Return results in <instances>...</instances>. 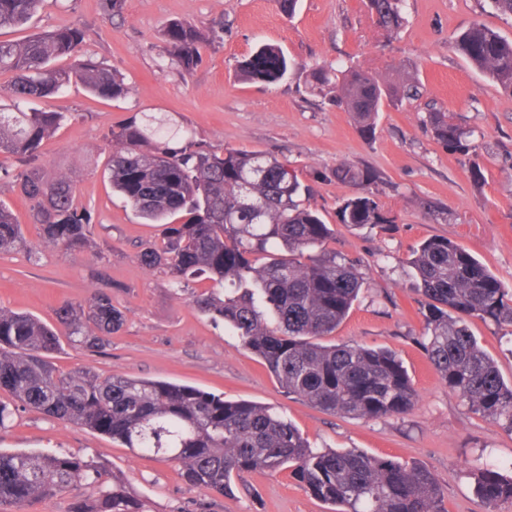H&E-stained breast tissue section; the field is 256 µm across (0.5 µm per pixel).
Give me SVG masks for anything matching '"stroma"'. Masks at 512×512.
Returning <instances> with one entry per match:
<instances>
[{
  "label": "stroma",
  "mask_w": 512,
  "mask_h": 512,
  "mask_svg": "<svg viewBox=\"0 0 512 512\" xmlns=\"http://www.w3.org/2000/svg\"><path fill=\"white\" fill-rule=\"evenodd\" d=\"M174 20L209 35L200 63L188 73L160 50L162 30ZM477 22L512 41V18L496 13L488 0H408L407 22L393 35L374 25L367 0H299L291 17L277 0H123L117 14L110 0H43L27 24L0 31V40L83 29L82 57L117 69L127 92L101 99L77 83L35 103L38 110L67 116L42 143L40 165L51 174L71 175L79 203L100 219L81 252L40 246L29 204L13 183L20 165L0 157V200L38 247L33 257L0 253V307L51 325L63 302L83 305L96 290L110 291L126 313L124 328L96 351L62 343L53 355L60 370L87 366L104 377L186 384L275 408L312 447L358 449L425 466L445 494L447 512H484L476 474L491 468L512 478V434L449 393L438 377L423 346L425 300L405 264L422 241L445 237L512 289V94L451 46ZM267 43L281 47L295 70L275 84L239 79V62ZM336 62L392 79L414 76L424 96L384 105L375 139L364 140L349 113L312 94L305 83L306 69ZM430 104L475 129L476 159L448 152L434 140L424 124ZM133 115L190 130L204 150L259 151L303 173L346 161L380 174L374 190L396 223L363 230L338 224L337 207L352 189L336 181L314 184L309 203L335 226L329 249L355 263L363 276L349 316L327 341L394 350L416 390L408 413L351 419L288 395L223 323L199 312L194 297L208 281L178 289L170 276L140 264L139 243L155 238L159 227L144 223L113 193L109 178L111 131ZM475 162L483 171L479 181L470 172ZM427 201L437 203L442 215L428 218ZM469 326L511 382L512 327L478 318ZM0 450L93 458L125 483L145 512H335L290 470L243 474L233 479L232 494L221 495L188 485L177 463L138 454L32 408L16 410L0 429Z\"/></svg>",
  "instance_id": "35a3bbf8"
}]
</instances>
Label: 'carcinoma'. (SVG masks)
<instances>
[{
    "label": "carcinoma",
    "mask_w": 512,
    "mask_h": 512,
    "mask_svg": "<svg viewBox=\"0 0 512 512\" xmlns=\"http://www.w3.org/2000/svg\"><path fill=\"white\" fill-rule=\"evenodd\" d=\"M40 0H0V29L20 27ZM375 25L388 34L405 24L406 0H368ZM85 31L69 28L20 42L0 40V72L14 73L11 112L0 111V155L17 159L15 186L41 226V244L77 252L95 224L94 212L76 201L71 176L48 175L37 164L41 142L66 116L27 107L71 83L100 98L123 96L127 87L113 69L91 59L52 69L72 55ZM206 34L175 21L163 30V51L185 72L200 58ZM453 47L502 90L512 93V41L475 23ZM284 53L259 47L238 65L248 81L273 84L288 74ZM308 88L352 115L370 141L384 103L401 105L423 96L416 79L384 80L355 66L311 69ZM426 124L443 148L476 156L475 130L452 112L427 108ZM112 190L139 217L164 226L160 240L140 246L137 258L180 284L206 276L211 289L195 297L198 310L229 326L261 358L280 386L314 407L352 419L408 413L415 390L402 361L387 348L322 343L348 316L362 285L355 264L327 247L335 229L304 203L313 188L298 171L247 149L205 151L161 120L132 116L111 133ZM312 180L336 179L356 192L336 211L337 223L360 229L396 223L372 191L373 169L349 163L315 169ZM32 250L9 207L0 202V253ZM427 299L425 336L430 363L448 392L512 432V383L471 333L476 317L512 326V289L471 252L443 237L424 240L407 260ZM58 324L74 346L95 350L119 332L126 314L112 294L98 290L87 306L62 304ZM57 331L31 315L0 308V392L46 416L79 425L145 454L179 463L184 480L220 494L233 477L257 470L290 469L310 492L344 512H447L433 473L357 450L314 449L272 408L226 400L174 383L102 377L90 368L63 373L49 360ZM95 484L98 496L76 497L69 512H143L141 503L92 459L74 454L0 450V512H24L38 498ZM485 512L512 501V478L487 469L478 478Z\"/></svg>",
    "instance_id": "carcinoma-1"
}]
</instances>
